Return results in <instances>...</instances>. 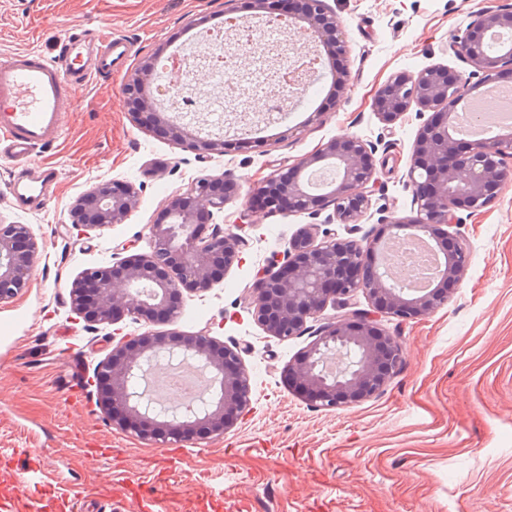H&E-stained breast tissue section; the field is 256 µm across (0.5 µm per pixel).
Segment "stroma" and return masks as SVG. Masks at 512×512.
Returning <instances> with one entry per match:
<instances>
[{
	"mask_svg": "<svg viewBox=\"0 0 512 512\" xmlns=\"http://www.w3.org/2000/svg\"><path fill=\"white\" fill-rule=\"evenodd\" d=\"M349 47L350 85L327 105L322 79L286 120L264 125L261 147L195 158L176 141L132 124L124 75L88 86L69 113L66 137L42 153L59 171L47 206L19 208L10 193V160L0 158V217L29 225L40 258L26 288L0 304V505L26 512L42 497L44 512H77L62 486L81 487L96 512H119L125 489L114 469L158 472L168 512H512V178L487 207L463 213L449 234L465 244L469 266L448 300L418 319L385 318L403 361L373 398L335 409L297 398L284 372L309 342L281 341L258 326L246 301L259 268L281 258L289 240L311 224L303 213L261 214L248 229L239 264L223 281L183 298L173 327L241 347L254 392L252 411L223 437L181 443L172 457L160 446L114 428L92 383L116 334L140 325L89 329L71 309L72 281L122 249L146 253L148 225L166 201L204 175L230 174L242 187L264 182L328 141L357 136L377 148L369 208L339 237L373 236L385 220L413 208L407 170L425 117L410 109L395 124L372 110L377 90L399 72L444 65L462 69L449 43L473 15L512 9V0H327ZM222 0H0V60L17 49L52 52L69 30L112 26L134 44L132 62L193 41L207 21L223 18ZM120 178L141 185L137 206L120 224L90 233L68 216L92 185ZM44 476L27 482V449ZM88 448H113L114 463L88 459Z\"/></svg>",
	"mask_w": 512,
	"mask_h": 512,
	"instance_id": "stroma-1",
	"label": "stroma"
}]
</instances>
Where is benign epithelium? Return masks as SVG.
I'll return each instance as SVG.
<instances>
[{"instance_id": "7a95c632", "label": "benign epithelium", "mask_w": 512, "mask_h": 512, "mask_svg": "<svg viewBox=\"0 0 512 512\" xmlns=\"http://www.w3.org/2000/svg\"><path fill=\"white\" fill-rule=\"evenodd\" d=\"M302 14L288 13L293 30L310 35L318 56L335 65L332 89L340 95L349 85L347 50L339 22L326 0H303ZM512 34V10L482 13L450 49L469 67L467 74L432 66L388 80L373 99V110L393 124L411 107L429 113L419 129L408 169L416 210L378 225L372 238L340 239L326 231L317 240V225L301 229L280 261L272 260L250 288V311L265 332L281 341L307 335L311 341L285 372L298 397L324 409L376 396L399 368L402 350L386 333L381 316L404 320L426 316L443 305L448 291L467 267L465 245L448 236L444 226L462 223L461 211L486 206L512 174V128L490 139L467 142L453 133V117L462 96L493 84L512 82V37L492 47L490 33ZM316 76L295 60L271 58L270 79L298 87ZM157 78L155 59L146 58L124 82L132 121L176 139L199 159L224 153V136L200 135L167 115L146 86ZM375 147L355 136L327 142L287 171L241 191L230 177H201L170 198L164 220L148 225L151 252L113 258L108 266L84 270L71 283V309L95 328L126 320L144 331L123 336L112 355L97 369L102 410L112 425L141 440L197 442L222 436L251 410L252 386L240 351L204 332L187 335L154 327L174 321L183 295L203 292L224 279L240 260L241 235L214 223V212L232 199L241 200L239 220L251 223L259 212L307 213L313 217L329 207L325 223L353 224L369 205L368 185L375 181ZM141 188L121 179L103 181L80 194L70 205L71 224L96 231L121 224L138 203ZM435 241L442 255L435 287L422 294L400 286L383 260V247L412 233ZM39 259V245L25 224L0 218V303L12 300L27 285ZM365 294L369 310L350 311L356 292ZM335 310L323 316L327 308ZM193 361L205 371L215 392L184 410H157L145 390L134 386L159 358Z\"/></svg>"}]
</instances>
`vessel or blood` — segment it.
Returning <instances> with one entry per match:
<instances>
[{"label": "vessel or blood", "mask_w": 512, "mask_h": 512, "mask_svg": "<svg viewBox=\"0 0 512 512\" xmlns=\"http://www.w3.org/2000/svg\"><path fill=\"white\" fill-rule=\"evenodd\" d=\"M130 53V41L103 27L92 36L71 32L55 55L23 49L0 62V155L13 163L10 189L22 206L43 209L56 191L57 172L35 158L62 142L78 89L111 77Z\"/></svg>", "instance_id": "b4317fda"}]
</instances>
